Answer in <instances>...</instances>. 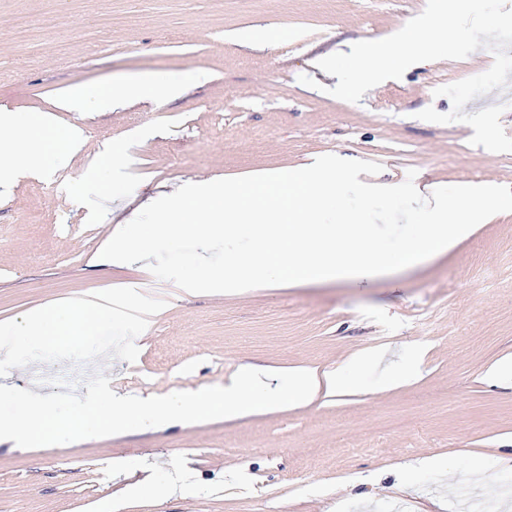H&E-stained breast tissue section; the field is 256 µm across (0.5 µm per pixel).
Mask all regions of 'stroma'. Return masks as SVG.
<instances>
[{
  "instance_id": "35a3bbf8",
  "label": "stroma",
  "mask_w": 512,
  "mask_h": 512,
  "mask_svg": "<svg viewBox=\"0 0 512 512\" xmlns=\"http://www.w3.org/2000/svg\"><path fill=\"white\" fill-rule=\"evenodd\" d=\"M426 0H0V110L81 120L82 149L50 159L49 177L0 195V339L34 306L130 280L165 310L144 339L131 324L65 346L0 359V385L56 400L47 359L80 361L90 387L131 398L217 388L244 365L272 386L380 350L339 397L231 420L76 430L31 448L0 447V512H512V380L487 372L512 356V212L486 219L429 262L359 280L185 296L138 265L99 253L110 218L94 219L104 146L130 188L148 195L187 179L295 168L340 154L382 164L378 179L512 187V152L470 145L473 130L419 120L448 98L436 88L488 70L485 50L409 67L354 104L300 83L314 58L392 35ZM27 20V36L18 24ZM255 29L267 40H249ZM200 75L185 94L76 117L68 91L144 75Z\"/></svg>"
}]
</instances>
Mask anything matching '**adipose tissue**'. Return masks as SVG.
Masks as SVG:
<instances>
[{
	"instance_id": "1",
	"label": "adipose tissue",
	"mask_w": 512,
	"mask_h": 512,
	"mask_svg": "<svg viewBox=\"0 0 512 512\" xmlns=\"http://www.w3.org/2000/svg\"><path fill=\"white\" fill-rule=\"evenodd\" d=\"M182 89V81L146 76L130 83L66 93L60 106L69 112H80L89 106L107 112L132 95L169 99L178 97ZM83 144L76 126H55L50 113L1 112L0 191L8 192L23 177L48 175L49 155L73 154ZM162 311V305L149 296L142 283L131 281L76 301L30 309L12 332L11 348L19 355L31 343L44 338L72 342L96 334L117 319L135 323L145 331L152 317ZM348 385L349 379L341 370L304 368L293 373L286 390L273 393L268 391L261 372L244 367L229 387L210 392H175L160 401H126L115 397L111 388L104 385L72 420L61 419L52 402L32 397L21 418L0 416V446L25 448L50 433L72 428L93 438L134 426L149 428L188 419L236 417L274 405L309 403L341 392Z\"/></svg>"
}]
</instances>
